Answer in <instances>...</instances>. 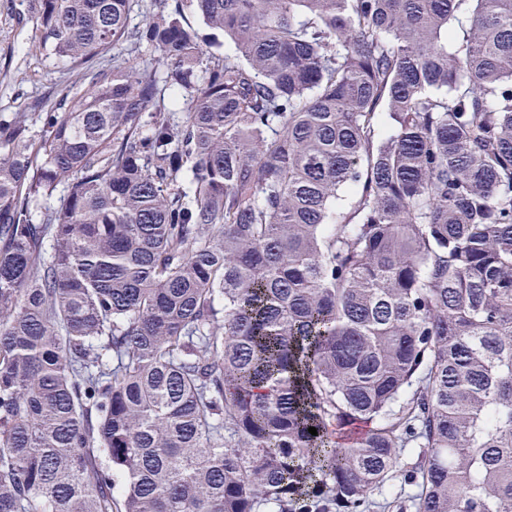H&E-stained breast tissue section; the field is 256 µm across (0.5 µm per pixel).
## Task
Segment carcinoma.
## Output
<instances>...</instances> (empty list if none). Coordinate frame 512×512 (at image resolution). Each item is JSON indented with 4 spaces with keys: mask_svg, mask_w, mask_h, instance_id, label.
Here are the masks:
<instances>
[{
    "mask_svg": "<svg viewBox=\"0 0 512 512\" xmlns=\"http://www.w3.org/2000/svg\"><path fill=\"white\" fill-rule=\"evenodd\" d=\"M129 2L41 0L88 89L0 116V512H363L408 446L512 512V0ZM183 25L195 35L197 41L200 43L204 50L223 57L225 53L234 52L233 44L227 41L225 42L222 37H220L219 40L221 42L223 41V45L220 47L212 45V31L206 27L202 19L196 13L186 11L183 15Z\"/></svg>",
    "mask_w": 512,
    "mask_h": 512,
    "instance_id": "cac0c4a2",
    "label": "carcinoma"
}]
</instances>
